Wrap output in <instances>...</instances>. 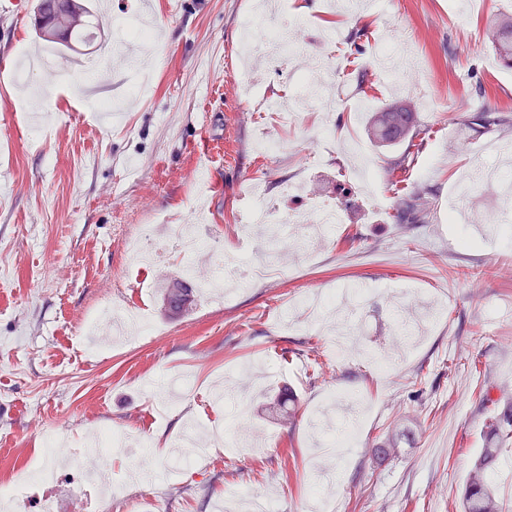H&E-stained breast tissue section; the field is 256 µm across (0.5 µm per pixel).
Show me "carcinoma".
Instances as JSON below:
<instances>
[{
    "label": "carcinoma",
    "mask_w": 512,
    "mask_h": 512,
    "mask_svg": "<svg viewBox=\"0 0 512 512\" xmlns=\"http://www.w3.org/2000/svg\"><path fill=\"white\" fill-rule=\"evenodd\" d=\"M34 17L41 20L37 25L39 37L52 44L71 47L72 37L86 40L94 38L90 27L91 11L85 0H38ZM486 38L503 64L512 68V15L503 16L486 31ZM500 119L491 108L477 104L470 108L466 124L485 128L496 125ZM373 139L393 145L406 144L411 149L424 130L417 121V113L402 103H392L373 112L368 122ZM434 202L429 190L415 185L397 196L395 218L400 224H426L433 211ZM194 288L181 278L172 285L161 288L165 313L171 318L187 315L194 303ZM492 442L512 438V409L500 413L490 427ZM499 460V449L485 448L471 468L463 489V512H502V506L489 473Z\"/></svg>",
    "instance_id": "1"
}]
</instances>
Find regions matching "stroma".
Listing matches in <instances>:
<instances>
[{"label": "stroma", "mask_w": 512, "mask_h": 512, "mask_svg": "<svg viewBox=\"0 0 512 512\" xmlns=\"http://www.w3.org/2000/svg\"><path fill=\"white\" fill-rule=\"evenodd\" d=\"M88 3L102 36L71 49L38 37L37 0L0 12V484L45 462L46 435L81 448L108 428L125 447L55 461L60 512H239L252 497L310 512L325 468L328 512H462L493 411L512 404V242L499 234L512 195L484 179L468 218L454 207L461 181L502 165L494 142L512 141V126L464 122L479 102L512 116V69L484 38L512 0ZM285 17L297 49L257 75L261 111L234 78L261 52L244 50V23ZM120 20L153 30L146 51L108 54ZM360 27L350 64L342 51ZM48 53L53 67L17 81ZM142 68L146 89L131 91ZM89 74L111 124L71 92ZM314 74L324 88L301 102ZM396 98L427 130L405 173L435 194L426 224L396 223L386 167L400 150L367 132L370 110ZM288 182L296 195H282ZM256 187L284 213L348 198L346 221L311 243L298 224L248 223ZM177 224L206 249L182 256ZM220 252L247 263L218 295L204 283ZM190 267L193 309L168 319L159 288ZM130 311L151 335L88 344L90 318ZM176 373L193 389L160 406ZM286 387L298 398L290 422L274 410ZM332 390L358 425L330 458L312 423ZM191 427L209 455L174 469ZM98 469L111 490L86 483Z\"/></svg>", "instance_id": "stroma-1"}]
</instances>
